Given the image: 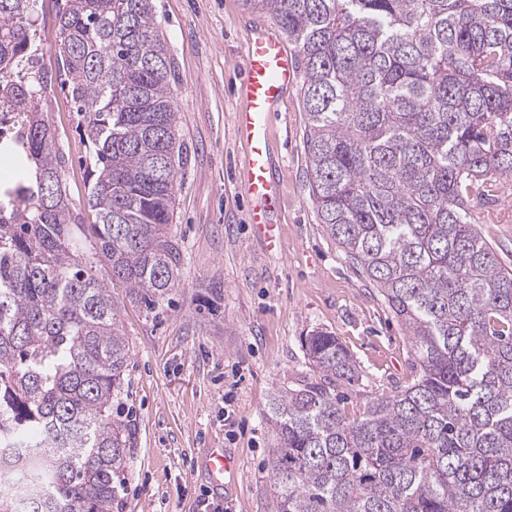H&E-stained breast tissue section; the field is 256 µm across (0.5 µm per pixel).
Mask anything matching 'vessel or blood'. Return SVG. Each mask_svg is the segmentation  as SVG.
<instances>
[{
	"mask_svg": "<svg viewBox=\"0 0 512 512\" xmlns=\"http://www.w3.org/2000/svg\"><path fill=\"white\" fill-rule=\"evenodd\" d=\"M295 59L274 26L261 28L250 37L243 66L235 128L248 148L242 180L252 200L251 222L263 233L270 246L280 243L273 220L280 199V185L273 172L269 150L270 115L275 112L295 84ZM200 466L215 488H223L225 476L234 474L236 460L221 448H210Z\"/></svg>",
	"mask_w": 512,
	"mask_h": 512,
	"instance_id": "b4317fda",
	"label": "vessel or blood"
}]
</instances>
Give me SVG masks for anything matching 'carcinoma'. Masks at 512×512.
Listing matches in <instances>:
<instances>
[{
    "instance_id": "obj_1",
    "label": "carcinoma",
    "mask_w": 512,
    "mask_h": 512,
    "mask_svg": "<svg viewBox=\"0 0 512 512\" xmlns=\"http://www.w3.org/2000/svg\"><path fill=\"white\" fill-rule=\"evenodd\" d=\"M36 0H0V512H113L127 435L123 300L175 286L173 61L153 0H53L57 70ZM303 73L318 223L411 338L418 375L350 414L362 377L329 332L319 380L266 415L276 512H512V267L470 204L512 181V0H243ZM57 82L87 145L86 224L41 107ZM106 267L101 274L97 265ZM36 10L38 13L37 24L40 32L39 34L44 48L43 62L48 70L55 73L56 59L54 54V44L56 28L54 27L50 0H38Z\"/></svg>"
}]
</instances>
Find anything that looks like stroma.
Instances as JSON below:
<instances>
[{
	"label": "stroma",
	"instance_id": "stroma-1",
	"mask_svg": "<svg viewBox=\"0 0 512 512\" xmlns=\"http://www.w3.org/2000/svg\"><path fill=\"white\" fill-rule=\"evenodd\" d=\"M173 59L176 134L187 161L177 173L172 231L182 253L179 278L155 308L125 302L130 347L125 390L112 404L127 426V460L116 512H273L272 393L315 374L302 340L333 333L361 366L343 386L347 409L411 383L412 344L388 306L316 220L309 196L300 88L271 121L270 149L282 187L281 246L268 250L248 222L249 200L235 173L248 150L233 115L248 34L266 21L242 0H154ZM65 155L67 195L83 209L86 146L70 99L44 93ZM500 220L472 214L479 233L512 265V183L493 203ZM235 454L224 492L211 491L195 461L205 449Z\"/></svg>",
	"mask_w": 512,
	"mask_h": 512
}]
</instances>
